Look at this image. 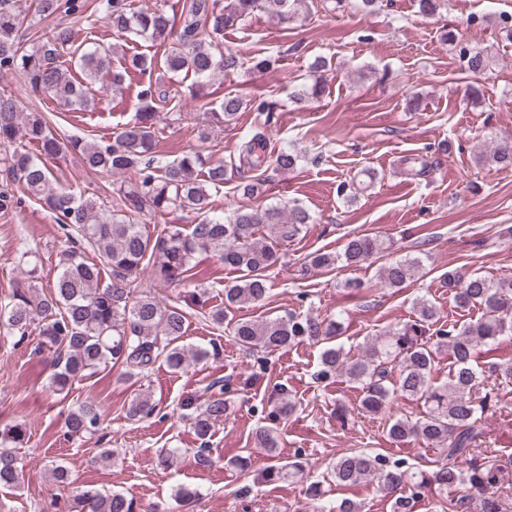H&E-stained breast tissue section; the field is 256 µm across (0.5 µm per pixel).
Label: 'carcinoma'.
<instances>
[{"label":"carcinoma","instance_id":"carcinoma-1","mask_svg":"<svg viewBox=\"0 0 512 512\" xmlns=\"http://www.w3.org/2000/svg\"><path fill=\"white\" fill-rule=\"evenodd\" d=\"M0 0V71L16 73L31 90L53 98L66 112H91L96 108V92L118 95L123 92L125 74L148 76L138 93L140 109L127 123L104 140L61 136L49 120L37 112L23 113L12 95L0 92V157L5 179L0 182V217L19 212L25 199L46 208L65 237L59 252L60 272L49 290L35 283L40 262L38 247L20 243L16 264L30 280L5 303H0V335L22 336L33 328L41 346L55 355L52 391L62 394L76 383L110 364L124 368L122 375L139 378L160 361L179 372L189 359L219 355L212 351H192L181 344L187 321L179 304L159 300L153 288L172 285L193 276V260L200 253L218 257L237 273L224 283V306L208 313L216 328L229 326V333L242 349L272 353L287 346L308 343L322 347L316 379L343 378L360 390V407L377 415L397 397L422 404L420 415L396 416L387 420L386 434L393 443L414 440L435 451V470H414L413 464L392 460L383 454L346 453L336 457L329 477L338 486H354L366 479L391 501L392 512H413L416 499L432 486L443 491L469 483L480 496L481 512H501L497 496L500 470L478 462L479 443L484 437L482 419L489 393L482 392L483 372L476 366V349L481 344L512 335V275L489 278L458 269L448 271L445 287L448 298L464 311L477 310L479 316L466 322L441 320L435 303L425 297L414 302L415 319L388 328L371 338L352 356L337 343L342 331L339 319H320L311 314L290 312L265 321L240 318L226 322L227 314L263 302L270 292L267 272L280 256L261 238L268 228L275 241L295 240L312 221L299 206L270 204L259 208L239 205L222 217L212 215L211 196L236 180L243 199L255 200L264 194L265 179L258 171L268 162L265 131L274 105L227 93L218 106L207 107L210 120L229 125L239 112L256 113L254 128L240 139L233 156L223 164H211L203 149L193 148L173 160L154 155L157 126L156 102L170 100L169 91L154 78L157 63L146 53L133 55L123 70L112 69V45L93 43L74 46L68 22L45 31L43 19L70 17L93 26L99 22L112 30L133 33L156 45L166 46L162 69L181 77L193 99L210 96L206 87L218 72L246 65L264 71L268 58L243 57L216 52L217 40L249 16L275 8L283 23L307 18L314 0H181L179 17L164 10H134L129 0ZM67 61H61L62 57ZM459 57L466 72L483 74L488 56L463 46ZM319 77L311 85L295 89L291 99L297 104L317 99L325 87L324 73L330 71L323 58L314 62ZM109 77L111 82L103 84ZM70 153L80 155L95 175L119 176L111 182L108 197H85L62 187L47 161ZM300 155L280 151L274 169L293 170ZM492 160L512 166V138L492 147ZM377 174L364 169L349 183L340 186L345 202H354L371 188ZM181 211L194 215L189 224H164L151 234L139 222L142 216ZM389 246L376 238L355 235L340 252H316L305 257L304 268L332 272L336 266L358 267L372 262ZM95 258L90 259L86 251ZM417 256L392 259L381 267L380 280L386 288H400L423 273ZM148 278H141L143 272ZM448 350V381L433 378L435 355ZM231 387L222 380L212 382L202 405L189 397L180 408L187 411L194 432L207 443L212 428L224 421L228 411L224 394ZM292 394L274 386L270 407L253 432L255 447H277L276 429L295 410ZM156 404L151 393L139 389L129 402L125 416L139 421L152 415ZM103 421L100 406L85 400L65 418L72 437L95 434ZM27 426L15 422L0 428V486L18 488L22 471L14 449L28 443ZM303 465L290 461L271 465L263 471L268 481L303 476ZM69 512H135L134 502L118 493L75 494ZM318 512H362L361 504L344 498L336 506L320 504Z\"/></svg>","mask_w":512,"mask_h":512}]
</instances>
